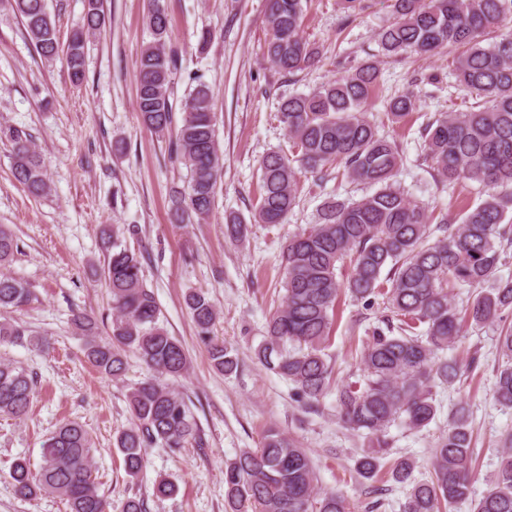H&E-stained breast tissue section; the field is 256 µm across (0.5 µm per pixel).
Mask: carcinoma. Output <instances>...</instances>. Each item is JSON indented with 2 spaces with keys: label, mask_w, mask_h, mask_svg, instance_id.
Instances as JSON below:
<instances>
[{
  "label": "carcinoma",
  "mask_w": 512,
  "mask_h": 512,
  "mask_svg": "<svg viewBox=\"0 0 512 512\" xmlns=\"http://www.w3.org/2000/svg\"><path fill=\"white\" fill-rule=\"evenodd\" d=\"M36 51L46 60L59 55L55 19L46 0H13ZM306 0H268L265 56L280 71L293 75L319 62L318 46L302 35ZM392 21L378 33L386 56L408 49L422 54L448 50L459 85L487 99V106L448 112L422 129L425 159L443 182H476L485 197L447 226L438 215L413 201L396 175L402 163L397 145L380 135L365 105L379 78L375 61H366L305 95L292 96L280 107L294 159L278 152L261 161V193L255 219L281 224L297 198L293 163L320 175L335 168L352 183L373 192L358 200L326 198L317 223L288 240L281 253L285 295L268 321L267 336L257 350L260 362L295 385L301 396L317 401L330 386L333 366L324 353L339 294L357 301L383 296L392 313L385 328L376 327L361 353L363 374L337 390L342 423L368 440L356 460V472L376 476L387 448L385 433L394 423L420 431L438 414L436 388L461 378L454 361H435L453 346L464 327L503 318L512 310V279L495 274L506 260L504 242L512 234V34L483 45V37L512 19V0H392ZM152 40L141 51L137 70V112L158 134L174 120L173 75L181 53L169 39L170 19L162 0H149L146 16ZM104 23L100 0L88 10L66 51L73 85L85 79L84 48L89 35ZM411 93L393 97L388 114L399 120L413 111ZM174 150L189 171L187 189L172 200L171 220L182 224L206 220L215 207L222 169L217 118L209 88L198 83L183 106ZM14 178L34 197L49 189L39 156L20 133L11 135ZM446 235L431 239V225ZM19 252L15 235L0 225V310L25 305L30 290L6 268ZM350 260V273L338 279V263ZM140 255L112 234V254L103 268L112 295V336L99 339L96 318L73 315L85 338L84 353L101 375L117 379L126 371L131 350L157 373L177 378L190 367L182 344L160 325L154 294L141 276ZM466 286L477 293L463 307L449 289ZM210 362L230 373L236 358L224 341L212 335L218 312L203 292L185 298ZM25 330L0 318V344L21 339ZM498 363L494 398L512 407V324L498 328ZM34 378L25 369L0 361V414L26 417ZM131 425L117 439L126 474L135 479L154 446L176 449L203 446L197 423L182 397L168 384L150 379L127 396ZM470 416L461 406L448 414V429L434 446L433 477L413 478L415 462L398 459L391 476L408 486L402 512H443L471 493L473 457ZM92 441L76 422L66 423L43 443L44 464L37 472L24 459L14 461L10 478L17 496L34 499L55 494L69 512H106L92 478ZM308 453L276 432L261 447L242 450L225 466L224 484L230 512H349L345 499L316 491ZM473 512H512V433L505 435L497 470Z\"/></svg>",
  "instance_id": "obj_1"
}]
</instances>
